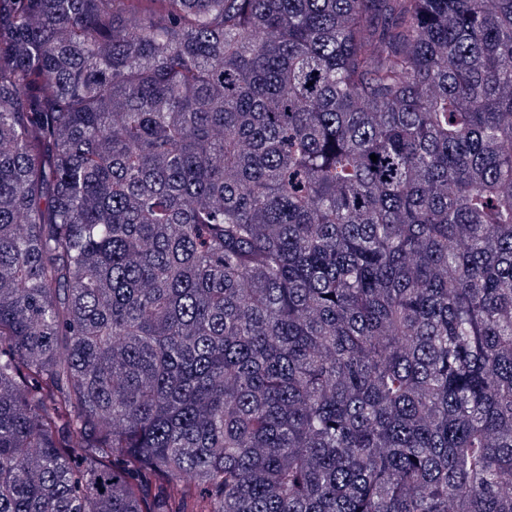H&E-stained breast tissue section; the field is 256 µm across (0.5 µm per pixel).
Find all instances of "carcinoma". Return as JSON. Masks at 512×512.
<instances>
[{"mask_svg":"<svg viewBox=\"0 0 512 512\" xmlns=\"http://www.w3.org/2000/svg\"><path fill=\"white\" fill-rule=\"evenodd\" d=\"M0 512H512V0H0Z\"/></svg>","mask_w":512,"mask_h":512,"instance_id":"cac0c4a2","label":"carcinoma"}]
</instances>
